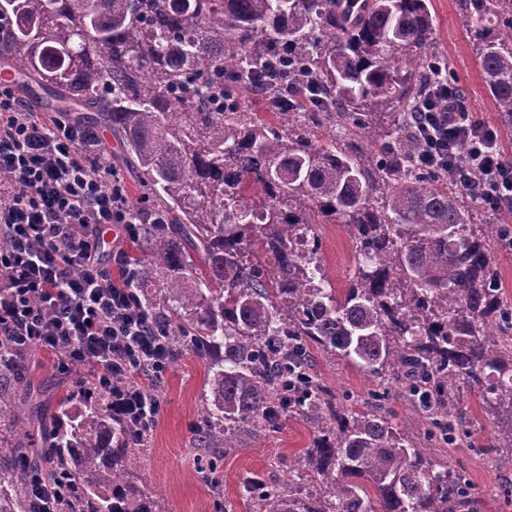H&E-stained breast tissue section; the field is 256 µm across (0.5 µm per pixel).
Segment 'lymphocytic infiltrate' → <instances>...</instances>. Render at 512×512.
<instances>
[{
    "label": "lymphocytic infiltrate",
    "mask_w": 512,
    "mask_h": 512,
    "mask_svg": "<svg viewBox=\"0 0 512 512\" xmlns=\"http://www.w3.org/2000/svg\"><path fill=\"white\" fill-rule=\"evenodd\" d=\"M447 110L416 113L423 163L464 178L453 148L465 141L481 174L479 194L512 213V161L496 127L469 112L448 85L437 88ZM131 202L111 168L99 134L65 115L44 119L0 85V363L5 341L54 354L61 369H81L77 389L103 392L114 415L150 431L161 403L151 390L172 356L150 318L133 302L122 246L112 267L100 259L99 232L117 225L133 235Z\"/></svg>",
    "instance_id": "lymphocytic-infiltrate-1"
}]
</instances>
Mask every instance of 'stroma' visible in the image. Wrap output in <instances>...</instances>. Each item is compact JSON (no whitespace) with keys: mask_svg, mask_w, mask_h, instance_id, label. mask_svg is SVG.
<instances>
[{"mask_svg":"<svg viewBox=\"0 0 512 512\" xmlns=\"http://www.w3.org/2000/svg\"><path fill=\"white\" fill-rule=\"evenodd\" d=\"M436 31L427 46V55L447 63L448 77L462 86L469 111L490 124L499 114L489 96L473 54V48L459 21L457 0H431ZM112 167L123 180L130 199L144 193L137 171L126 164V151L111 128L99 125ZM321 247L318 257L334 288H347L355 267V247L347 231L338 224L319 227ZM315 368L322 381L333 389L343 404L359 403L368 393L382 390L383 384L355 364L321 351L313 353ZM26 378L44 388L47 412H55L58 393L74 389L78 371L57 369L53 358L31 351ZM208 363L189 350L179 353L164 375L159 395L161 411L156 427L149 432L137 455L135 474L145 491L156 500L161 512H245L242 480L250 473H263L270 481L284 484L291 480L294 464L313 445L312 419L283 415L271 424H260L239 435L227 449L220 468V483L203 482L197 468L198 449L192 444L193 429L206 390ZM460 427L471 421L481 424L470 444L447 449L449 464L463 468L470 483L485 502L482 512H512V451L492 453L495 442H508L502 418L468 389H461L455 407Z\"/></svg>","mask_w":512,"mask_h":512,"instance_id":"1","label":"stroma"}]
</instances>
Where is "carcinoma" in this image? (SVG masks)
<instances>
[{"label":"carcinoma","instance_id":"1","mask_svg":"<svg viewBox=\"0 0 512 512\" xmlns=\"http://www.w3.org/2000/svg\"><path fill=\"white\" fill-rule=\"evenodd\" d=\"M457 2L512 125V0ZM6 3L0 54L54 99L96 113L142 175L127 267L173 352L209 361L195 433L203 478L216 481L241 429L315 414L300 479L251 477L246 512H481L465 472L432 448L470 435L452 420L462 385L512 423V305L491 237L472 222L484 206L477 174L455 186L418 162L413 112L444 77L425 52L429 0ZM263 86L287 102L270 105L271 121L235 92ZM338 117L380 152L336 142ZM320 224L343 225L355 243L343 292L322 268L299 279ZM313 346L394 381L428 420L427 440L392 423L385 393L357 410L338 404L313 372ZM10 382H0V512H37L34 481L56 486L57 512H159L132 474L143 435L105 398L64 394L49 426L42 391Z\"/></svg>","mask_w":512,"mask_h":512}]
</instances>
